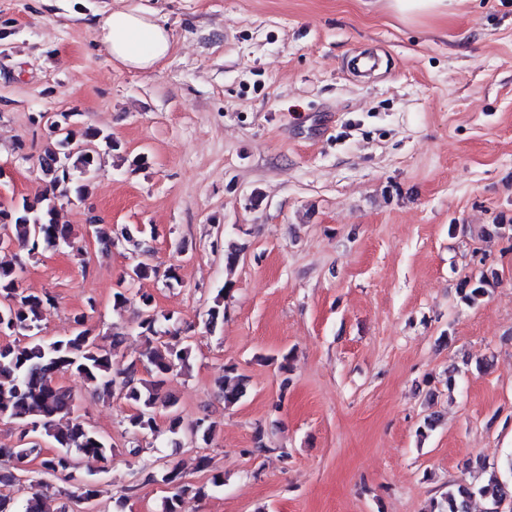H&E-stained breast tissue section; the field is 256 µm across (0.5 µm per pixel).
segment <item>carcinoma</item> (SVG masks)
Instances as JSON below:
<instances>
[{"mask_svg":"<svg viewBox=\"0 0 512 512\" xmlns=\"http://www.w3.org/2000/svg\"><path fill=\"white\" fill-rule=\"evenodd\" d=\"M61 132L48 125L53 138L51 146L40 155V167L48 168L46 192L39 198L22 199L11 209L0 210V228L6 229L0 238V251L17 246L25 255L15 254V261L0 262V331L6 335H19L26 339L24 345L0 346V416L13 420L19 429L16 445L0 446V461L7 463L0 474V485L14 487L23 482L28 470L22 465L40 453L41 441L47 437L57 452L43 460L41 467L51 476L73 478L83 457L106 463L112 457V445L98 432L88 427L76 414L73 394L61 386L59 376L74 372L83 376L95 388L108 395L122 393V399L134 406L127 419L131 435L132 453L138 454L143 444L167 435L170 442L181 446L184 433L183 418L175 403L162 397L161 389L169 379L188 367L192 355L190 337L176 326L173 316L156 311L152 297L140 295L142 305L137 324L138 335L144 339L145 349L140 357L125 367L112 370V356L122 344V337L112 336V345L99 346L94 336L84 328L85 313L73 317L71 332L55 340L42 336L43 309L51 304L50 295H34L22 288L21 263L36 257L43 250L75 244L73 231L68 224L58 223L56 204L75 195H88L97 175L99 148L117 150L120 145L112 135L99 130L86 131L77 138L74 121L69 114H60ZM95 237L110 241L114 247H123L133 255L129 271L121 277L112 293L113 305L121 307L129 301L131 286L140 280L158 275V266L143 258L150 252L149 239L141 231L127 227L98 224ZM230 289L223 288L207 312L205 327L209 330L224 322V299ZM245 380L224 377V403L234 404L244 395ZM164 413L166 429L157 423L159 413ZM213 425L202 418L191 430V440L199 445L211 441ZM162 481L171 485L173 494L163 502V512H181L185 495L204 494V488L184 480L182 471L174 466L162 475ZM31 495L17 500L12 494L0 492V512H45L41 507L42 490L49 484L33 477L28 479ZM100 486L95 479H86L70 499H98ZM486 499L490 506H509L512 512V482L492 475L483 485L460 481L448 485V491L434 504L437 512H471L474 497Z\"/></svg>","mask_w":512,"mask_h":512,"instance_id":"carcinoma-1","label":"carcinoma"}]
</instances>
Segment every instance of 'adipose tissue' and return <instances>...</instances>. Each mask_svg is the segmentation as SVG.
Listing matches in <instances>:
<instances>
[{"label":"adipose tissue","instance_id":"obj_1","mask_svg":"<svg viewBox=\"0 0 512 512\" xmlns=\"http://www.w3.org/2000/svg\"><path fill=\"white\" fill-rule=\"evenodd\" d=\"M98 33L117 63L142 72L152 70L173 49L166 26L140 8L112 9L99 21Z\"/></svg>","mask_w":512,"mask_h":512}]
</instances>
